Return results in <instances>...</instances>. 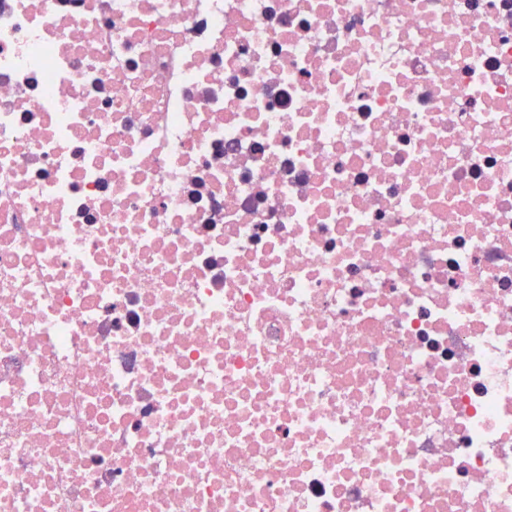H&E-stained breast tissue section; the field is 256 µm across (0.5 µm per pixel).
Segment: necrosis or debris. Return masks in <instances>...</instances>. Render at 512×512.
I'll list each match as a JSON object with an SVG mask.
<instances>
[{"label": "necrosis or debris", "instance_id": "obj_1", "mask_svg": "<svg viewBox=\"0 0 512 512\" xmlns=\"http://www.w3.org/2000/svg\"><path fill=\"white\" fill-rule=\"evenodd\" d=\"M0 512H512V0H0Z\"/></svg>", "mask_w": 512, "mask_h": 512}]
</instances>
